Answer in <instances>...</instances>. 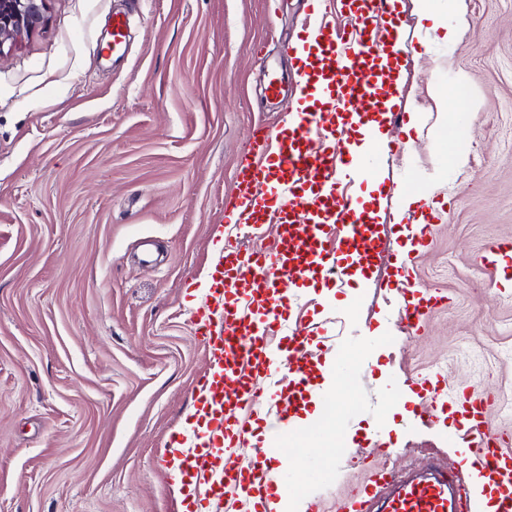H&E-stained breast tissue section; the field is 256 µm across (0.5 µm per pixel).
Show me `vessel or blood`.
Instances as JSON below:
<instances>
[{
	"label": "vessel or blood",
	"mask_w": 512,
	"mask_h": 512,
	"mask_svg": "<svg viewBox=\"0 0 512 512\" xmlns=\"http://www.w3.org/2000/svg\"><path fill=\"white\" fill-rule=\"evenodd\" d=\"M366 10L352 25L338 26L330 0H308L312 43L300 61V90L309 105L290 113L287 128L259 133L251 145L249 173L238 192V205L225 209L231 227L223 248L213 253L209 281L196 308L197 329L205 339V368L194 388L188 429L168 448L184 494L185 512H258V500L277 485L271 468L241 462L237 450L250 432L247 418L270 421L274 432L299 436L303 425L296 406L304 397L314 357L300 331L280 345L290 296L282 281H306L313 275L340 279L346 274L344 245L362 241L367 226L353 205L350 189L360 167L336 150L344 128L339 113L368 105L381 95L363 69L379 46L398 48L394 29H378L389 0H365ZM277 221L280 242L271 250L244 249L242 230H258ZM400 316L409 331L419 329L438 296L408 281L394 284ZM265 378L259 394L255 378ZM434 410L430 422L448 411L461 413L456 433L468 449L459 467L476 470L480 491L466 487L459 474L430 465L420 470H377L336 504V512H512V447L491 427L486 405L474 391L447 393L440 378L419 384Z\"/></svg>",
	"instance_id": "1"
}]
</instances>
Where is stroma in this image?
<instances>
[{
	"label": "stroma",
	"mask_w": 512,
	"mask_h": 512,
	"mask_svg": "<svg viewBox=\"0 0 512 512\" xmlns=\"http://www.w3.org/2000/svg\"><path fill=\"white\" fill-rule=\"evenodd\" d=\"M438 8V23L417 0L393 13L387 134L402 149L353 196L379 214L366 282L285 288L319 357L305 438L272 461L291 512L315 497L336 512L371 467L457 468L465 444L428 421L415 379L477 388L512 436V269L476 262L512 241V0H466L461 30ZM116 12L128 51L114 61L101 47ZM306 21V0H50L40 28L0 47V512H181L166 448L204 368L187 287L208 273L254 130L299 102ZM273 76L286 92L268 99ZM438 203L406 274L447 302L410 335L384 283Z\"/></svg>",
	"instance_id": "1"
}]
</instances>
